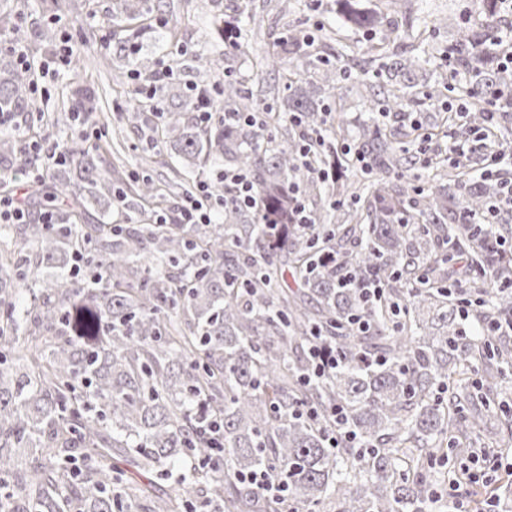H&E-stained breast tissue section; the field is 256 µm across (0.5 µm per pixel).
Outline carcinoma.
<instances>
[{"instance_id": "carcinoma-1", "label": "carcinoma", "mask_w": 512, "mask_h": 512, "mask_svg": "<svg viewBox=\"0 0 512 512\" xmlns=\"http://www.w3.org/2000/svg\"><path fill=\"white\" fill-rule=\"evenodd\" d=\"M270 0H240L236 13L213 14L224 37L255 23ZM485 23L462 22L447 61L460 79L448 88L425 44L439 26L411 6L386 0H335L329 12L377 40L342 47L368 116L358 126L328 119L342 87L323 42L294 22L298 0H281L285 34L252 56V69L288 95L259 107L238 80L218 85L204 121L188 102L156 110L134 104L119 122L148 130L189 173L222 162L254 179L257 202L235 204L226 187L219 224H180L165 190L147 173L128 179L98 171L100 155L69 148L66 199L42 194L55 224H17L23 242L0 254V512H427L437 481L459 480L469 439L500 413L497 433L512 442V406L498 389L512 376V255L502 234L477 223L501 182L472 176L473 162L426 154L425 190L410 195L392 179L415 164L409 146L448 136L445 111L391 125L374 113L405 114L420 98L450 89L468 103L465 134L487 125V97L512 82L499 64L492 22L499 0H480ZM111 20L131 37L161 24L177 49L180 27L119 0ZM130 75L157 81L156 61L133 51ZM311 69L322 82L303 80ZM429 72L426 91L417 73ZM30 75L0 65V110L28 111ZM74 112L95 111L96 91L78 81L66 92ZM224 103L260 112L254 125H224ZM314 144L304 161L306 134ZM357 145L367 168L359 191L342 151ZM0 136V163L18 155ZM334 177L322 178L325 172ZM334 197L336 210L306 199ZM150 212L134 227L74 221L99 199ZM471 223H462L463 216ZM81 256L84 278L67 282ZM379 283L366 303L346 279ZM35 293L31 308L13 297ZM366 318L363 332L356 320ZM325 346L337 366L312 375L310 353ZM356 439L328 447L337 413ZM179 461L191 479L169 492L147 476ZM266 471L282 497L243 481ZM476 512H512V488Z\"/></svg>"}]
</instances>
